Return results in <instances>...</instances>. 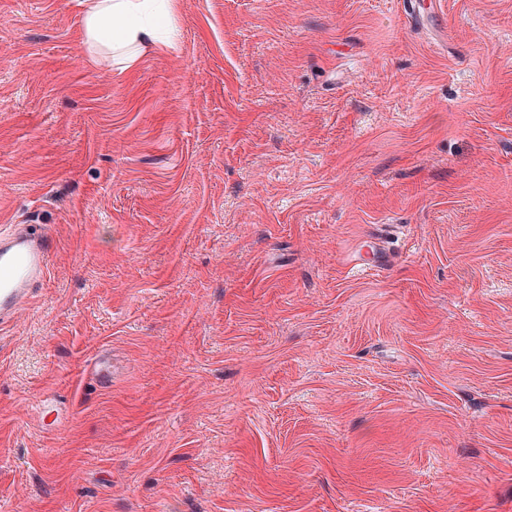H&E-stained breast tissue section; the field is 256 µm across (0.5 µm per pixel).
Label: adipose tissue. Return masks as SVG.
<instances>
[{"label":"adipose tissue","mask_w":512,"mask_h":512,"mask_svg":"<svg viewBox=\"0 0 512 512\" xmlns=\"http://www.w3.org/2000/svg\"><path fill=\"white\" fill-rule=\"evenodd\" d=\"M171 10L170 0H89L86 41L92 48L133 62L139 51L159 44Z\"/></svg>","instance_id":"1"}]
</instances>
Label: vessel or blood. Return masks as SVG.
Instances as JSON below:
<instances>
[{
  "instance_id": "1",
  "label": "vessel or blood",
  "mask_w": 512,
  "mask_h": 512,
  "mask_svg": "<svg viewBox=\"0 0 512 512\" xmlns=\"http://www.w3.org/2000/svg\"><path fill=\"white\" fill-rule=\"evenodd\" d=\"M55 244L40 224L0 234V326L9 324L42 285Z\"/></svg>"
}]
</instances>
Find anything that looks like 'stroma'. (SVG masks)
<instances>
[{"label": "stroma", "mask_w": 512, "mask_h": 512, "mask_svg": "<svg viewBox=\"0 0 512 512\" xmlns=\"http://www.w3.org/2000/svg\"><path fill=\"white\" fill-rule=\"evenodd\" d=\"M438 2L0 0V512H512V0ZM84 16L86 42L94 49L120 54L125 62L138 52L160 44L168 24L169 0H90ZM55 244L40 224L0 234V326L9 324L45 280ZM90 385L96 388L106 387L112 383V360L105 354L97 357L89 374ZM29 413L41 424L42 427L52 426L58 420L57 401L54 398L43 397L30 403ZM53 416L51 421H47Z\"/></svg>", "instance_id": "stroma-1"}]
</instances>
